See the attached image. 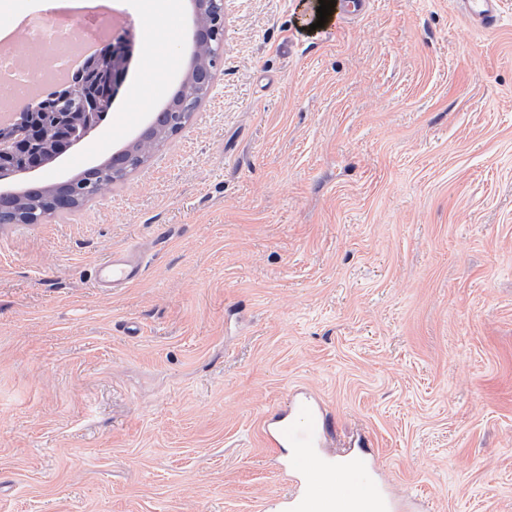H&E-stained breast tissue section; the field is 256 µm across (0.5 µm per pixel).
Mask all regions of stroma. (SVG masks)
<instances>
[{"label":"stroma","mask_w":512,"mask_h":512,"mask_svg":"<svg viewBox=\"0 0 512 512\" xmlns=\"http://www.w3.org/2000/svg\"><path fill=\"white\" fill-rule=\"evenodd\" d=\"M126 0L141 43L94 134L123 149L184 77L190 0ZM227 0L215 86L79 211L0 225V512H261L258 432L323 400L412 512H512V0ZM161 70L142 83L144 58ZM143 277L92 286L112 249ZM141 334H126L127 323ZM465 16L483 29H494L502 12L501 0H458Z\"/></svg>","instance_id":"stroma-1"}]
</instances>
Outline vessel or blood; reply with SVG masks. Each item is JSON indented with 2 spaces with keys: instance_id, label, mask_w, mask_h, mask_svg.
<instances>
[{
  "instance_id": "vessel-or-blood-1",
  "label": "vessel or blood",
  "mask_w": 512,
  "mask_h": 512,
  "mask_svg": "<svg viewBox=\"0 0 512 512\" xmlns=\"http://www.w3.org/2000/svg\"><path fill=\"white\" fill-rule=\"evenodd\" d=\"M466 17L477 26L496 27L502 0H458ZM144 261L130 249H115L102 259L94 272L93 286L101 293L112 292L141 279ZM262 447L289 449L287 459L292 489L288 495L269 497L263 512H392L394 502L373 476L366 461L351 450L329 453L335 437L330 431L327 411L316 397L292 394L283 413L264 422L259 431ZM339 474L347 489L337 497L331 480Z\"/></svg>"
}]
</instances>
